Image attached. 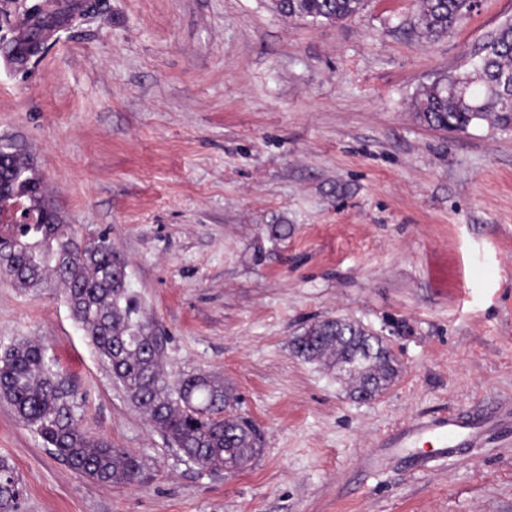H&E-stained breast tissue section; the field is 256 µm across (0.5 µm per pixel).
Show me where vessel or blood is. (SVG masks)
Returning a JSON list of instances; mask_svg holds the SVG:
<instances>
[{"mask_svg": "<svg viewBox=\"0 0 512 512\" xmlns=\"http://www.w3.org/2000/svg\"><path fill=\"white\" fill-rule=\"evenodd\" d=\"M483 430L457 415L408 427L399 441L400 447L409 448L422 441H430L436 455L444 457L453 449L471 445L481 439Z\"/></svg>", "mask_w": 512, "mask_h": 512, "instance_id": "obj_1", "label": "vessel or blood"}]
</instances>
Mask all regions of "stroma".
<instances>
[{
	"instance_id": "stroma-1",
	"label": "stroma",
	"mask_w": 512,
	"mask_h": 512,
	"mask_svg": "<svg viewBox=\"0 0 512 512\" xmlns=\"http://www.w3.org/2000/svg\"><path fill=\"white\" fill-rule=\"evenodd\" d=\"M95 2L41 56L0 58V137L61 223L124 256L166 370L223 378L263 443L234 473L181 461L58 281L0 276V340L43 343L82 427L145 462L139 483L90 481L0 400L14 512H512V129L435 130L412 109L470 70L512 0L439 38L420 0H367L336 24L271 0ZM336 315L400 364L373 400L292 351ZM451 411L493 421L444 458L390 450Z\"/></svg>"
}]
</instances>
